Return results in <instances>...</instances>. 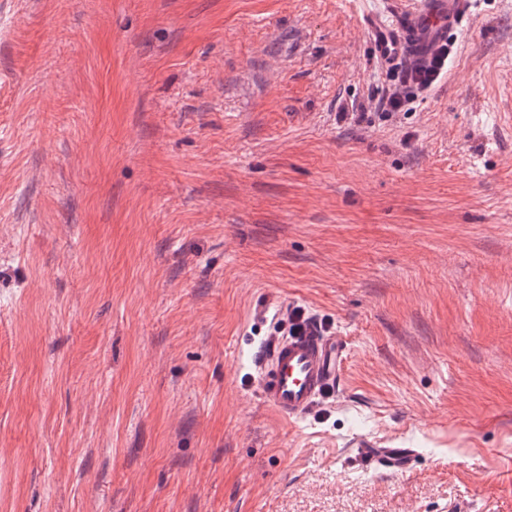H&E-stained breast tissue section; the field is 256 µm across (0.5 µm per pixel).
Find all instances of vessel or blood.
Masks as SVG:
<instances>
[{
  "instance_id": "obj_1",
  "label": "vessel or blood",
  "mask_w": 512,
  "mask_h": 512,
  "mask_svg": "<svg viewBox=\"0 0 512 512\" xmlns=\"http://www.w3.org/2000/svg\"><path fill=\"white\" fill-rule=\"evenodd\" d=\"M468 0H417L411 7L370 14L366 34L378 61L429 63L448 44V34L466 14ZM346 359V343L335 333L308 327L272 335L253 356L263 403L284 419L309 415L319 399L333 395ZM362 456L394 475L407 474L417 452L412 448L361 445Z\"/></svg>"
}]
</instances>
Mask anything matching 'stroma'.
I'll list each match as a JSON object with an SVG mask.
<instances>
[{
    "label": "stroma",
    "instance_id": "obj_1",
    "mask_svg": "<svg viewBox=\"0 0 512 512\" xmlns=\"http://www.w3.org/2000/svg\"><path fill=\"white\" fill-rule=\"evenodd\" d=\"M408 2L0 0V512H512V0L388 116ZM284 306L348 351L293 422ZM358 447L369 463L383 466L397 476L407 474L419 454L414 448H369L370 445L363 443H359Z\"/></svg>",
    "mask_w": 512,
    "mask_h": 512
}]
</instances>
